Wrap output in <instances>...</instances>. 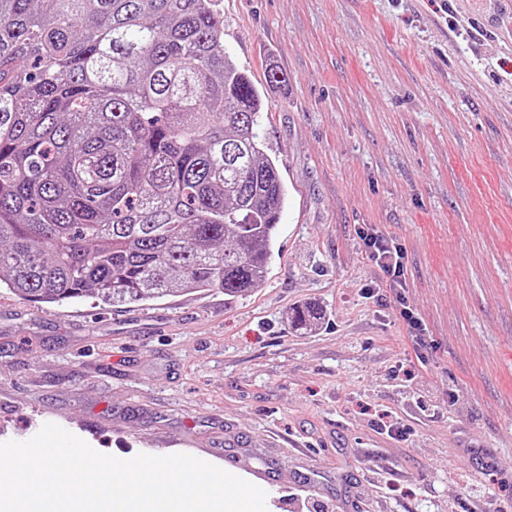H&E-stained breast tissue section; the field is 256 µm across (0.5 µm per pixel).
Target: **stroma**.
Returning a JSON list of instances; mask_svg holds the SVG:
<instances>
[{
	"mask_svg": "<svg viewBox=\"0 0 512 512\" xmlns=\"http://www.w3.org/2000/svg\"><path fill=\"white\" fill-rule=\"evenodd\" d=\"M220 10L287 188L264 285L119 307L1 289L0 442L51 420L122 459L189 454L267 512H512V0ZM363 228L402 248L400 291Z\"/></svg>",
	"mask_w": 512,
	"mask_h": 512,
	"instance_id": "obj_1",
	"label": "stroma"
}]
</instances>
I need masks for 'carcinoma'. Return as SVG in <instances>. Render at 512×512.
<instances>
[{
  "instance_id": "cac0c4a2",
  "label": "carcinoma",
  "mask_w": 512,
  "mask_h": 512,
  "mask_svg": "<svg viewBox=\"0 0 512 512\" xmlns=\"http://www.w3.org/2000/svg\"><path fill=\"white\" fill-rule=\"evenodd\" d=\"M263 106L218 0H0V288L261 287L287 196Z\"/></svg>"
}]
</instances>
